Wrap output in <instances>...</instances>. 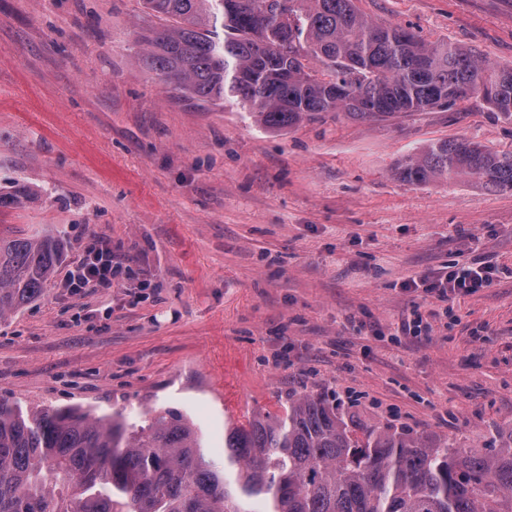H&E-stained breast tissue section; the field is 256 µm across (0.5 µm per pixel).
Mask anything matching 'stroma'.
<instances>
[{
	"mask_svg": "<svg viewBox=\"0 0 512 512\" xmlns=\"http://www.w3.org/2000/svg\"><path fill=\"white\" fill-rule=\"evenodd\" d=\"M373 22L512 67V0H354ZM141 0H0V232L59 234L42 297L0 317V400L139 425L183 413L224 462V429L294 394L369 425L486 448L512 426V192L402 182L441 139L512 151L473 98L387 121L338 115L277 131L194 105L141 62ZM96 237L121 263L75 294ZM486 261L442 303L411 282ZM430 336L391 341L413 309ZM365 330H357V323Z\"/></svg>",
	"mask_w": 512,
	"mask_h": 512,
	"instance_id": "35a3bbf8",
	"label": "stroma"
}]
</instances>
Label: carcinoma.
Here are the masks:
<instances>
[{
  "mask_svg": "<svg viewBox=\"0 0 512 512\" xmlns=\"http://www.w3.org/2000/svg\"><path fill=\"white\" fill-rule=\"evenodd\" d=\"M172 24L142 36L143 64L190 100L240 106L280 130L342 112L366 121L479 98L512 121V68L365 19L354 0H143ZM320 68L311 66V61ZM397 179L477 178L512 191V151L444 139L399 160ZM63 255L45 233H0V316L39 298ZM512 512V428L462 448L288 398L224 431V469L185 415L145 424L0 401V512Z\"/></svg>",
  "mask_w": 512,
  "mask_h": 512,
  "instance_id": "cac0c4a2",
  "label": "carcinoma"
}]
</instances>
